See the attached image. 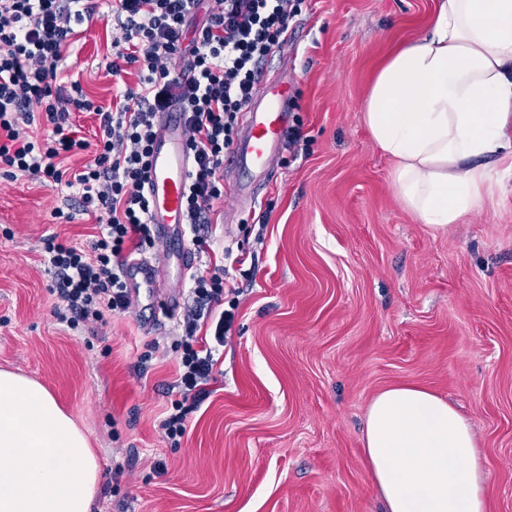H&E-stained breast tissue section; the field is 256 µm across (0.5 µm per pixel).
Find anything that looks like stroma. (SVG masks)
<instances>
[{"label":"stroma","instance_id":"stroma-1","mask_svg":"<svg viewBox=\"0 0 512 512\" xmlns=\"http://www.w3.org/2000/svg\"><path fill=\"white\" fill-rule=\"evenodd\" d=\"M58 64L112 104V0H96ZM439 0H305L265 64L293 74L291 127L255 209L213 230L198 266L240 249L236 322L212 392L179 447L172 400L182 316L57 321L48 235L88 247L73 190L0 175V368L38 379L88 433L101 465L93 512H383L363 461L374 395L417 385L469 421L487 512H512V169L494 204L434 231L401 205L361 106L400 43L429 33ZM70 212L54 220V208Z\"/></svg>","mask_w":512,"mask_h":512}]
</instances>
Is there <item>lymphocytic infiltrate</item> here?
Returning a JSON list of instances; mask_svg holds the SVG:
<instances>
[{
	"label": "lymphocytic infiltrate",
	"mask_w": 512,
	"mask_h": 512,
	"mask_svg": "<svg viewBox=\"0 0 512 512\" xmlns=\"http://www.w3.org/2000/svg\"><path fill=\"white\" fill-rule=\"evenodd\" d=\"M304 0H215L206 20L190 25L203 0H115L112 16L121 30L112 41V76L127 66L139 71L137 89L118 95L115 108L95 105L79 82L63 86L57 66L75 27L91 18V0H0V173H28L75 190L97 234L88 248L43 241L54 270V313L68 327L102 321L130 307L121 283L127 258L155 244L142 192L158 113L184 112L193 157L186 195L190 246L205 252L214 206L224 200V158L230 152L264 63L285 43ZM136 108H129V100ZM95 112L96 143L78 136L77 112ZM41 121L34 138L26 126ZM92 159L70 174L65 160L84 151ZM225 264L196 271L192 305L175 341L180 353L172 401L159 423L179 445L188 417L209 395L217 364L235 321L236 299L228 298Z\"/></svg>",
	"instance_id": "1"
}]
</instances>
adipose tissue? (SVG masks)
Listing matches in <instances>:
<instances>
[{
  "instance_id": "adipose-tissue-1",
  "label": "adipose tissue",
  "mask_w": 512,
  "mask_h": 512,
  "mask_svg": "<svg viewBox=\"0 0 512 512\" xmlns=\"http://www.w3.org/2000/svg\"><path fill=\"white\" fill-rule=\"evenodd\" d=\"M362 121L393 167L403 208L445 231L512 165V0H441L425 36L376 72ZM385 512H487L470 424L435 393L381 390L363 435ZM100 464L76 420L36 379L0 368V512H92Z\"/></svg>"
}]
</instances>
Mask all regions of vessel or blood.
Returning <instances> with one entry per match:
<instances>
[{
    "instance_id": "1",
    "label": "vessel or blood",
    "mask_w": 512,
    "mask_h": 512,
    "mask_svg": "<svg viewBox=\"0 0 512 512\" xmlns=\"http://www.w3.org/2000/svg\"><path fill=\"white\" fill-rule=\"evenodd\" d=\"M291 95L292 81L284 73L270 78L252 94L238 138L224 161V173L240 204L254 203L259 187L273 172L290 123ZM186 139L181 113L159 115L149 156L150 177L144 188L157 251L149 258L126 261L122 269L132 311L148 329L154 328L160 312L179 308L180 286L197 262L187 242L185 197L192 158Z\"/></svg>"
}]
</instances>
